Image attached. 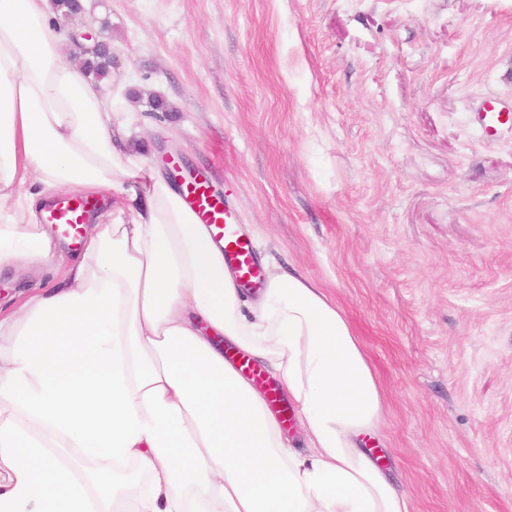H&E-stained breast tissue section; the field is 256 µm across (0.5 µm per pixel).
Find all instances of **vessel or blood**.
I'll use <instances>...</instances> for the list:
<instances>
[{"label":"vessel or blood","mask_w":512,"mask_h":512,"mask_svg":"<svg viewBox=\"0 0 512 512\" xmlns=\"http://www.w3.org/2000/svg\"><path fill=\"white\" fill-rule=\"evenodd\" d=\"M181 197L186 207L200 223L206 224L213 238L222 243L224 263L238 280L253 282L259 279L260 268L249 241L235 228V216L224 198L216 195L204 182L186 181L181 186ZM98 208L91 198L61 197L47 209L45 221L58 225L70 238H78L82 224Z\"/></svg>","instance_id":"b4317fda"}]
</instances>
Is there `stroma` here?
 Wrapping results in <instances>:
<instances>
[{"label":"stroma","mask_w":512,"mask_h":512,"mask_svg":"<svg viewBox=\"0 0 512 512\" xmlns=\"http://www.w3.org/2000/svg\"><path fill=\"white\" fill-rule=\"evenodd\" d=\"M142 154L326 288L412 512H512V0H89ZM167 111H153L155 98ZM512 105L506 107L499 99L495 97H487L483 100L481 110L478 112L479 117L486 129L493 128V125L500 123V118L504 113L510 114Z\"/></svg>","instance_id":"obj_1"}]
</instances>
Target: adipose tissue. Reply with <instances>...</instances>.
I'll return each instance as SVG.
<instances>
[{"label": "adipose tissue", "instance_id": "ef3b65f1", "mask_svg": "<svg viewBox=\"0 0 512 512\" xmlns=\"http://www.w3.org/2000/svg\"><path fill=\"white\" fill-rule=\"evenodd\" d=\"M55 0H0V262L50 263L60 195L110 200L61 278L0 317V512H411L366 451L383 398L324 288L257 299L159 167L127 83L62 61ZM35 189H27V182ZM280 378L303 441L224 355ZM147 483L119 493L130 464Z\"/></svg>", "mask_w": 512, "mask_h": 512}]
</instances>
